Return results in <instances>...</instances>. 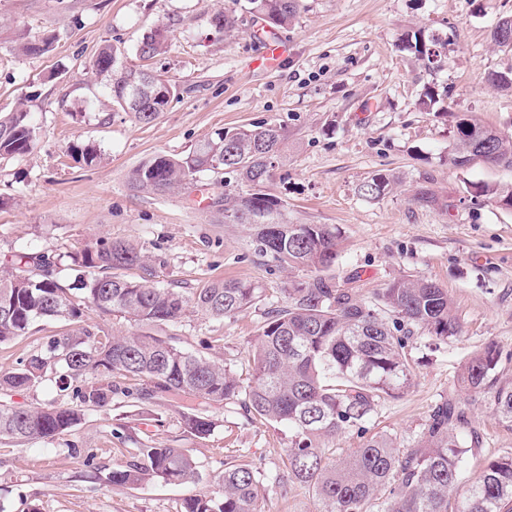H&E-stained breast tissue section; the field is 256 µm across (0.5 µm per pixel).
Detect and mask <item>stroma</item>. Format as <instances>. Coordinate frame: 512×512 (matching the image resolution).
Listing matches in <instances>:
<instances>
[{
    "mask_svg": "<svg viewBox=\"0 0 512 512\" xmlns=\"http://www.w3.org/2000/svg\"><path fill=\"white\" fill-rule=\"evenodd\" d=\"M221 10L237 18L232 35L211 24ZM504 16H512V0H299L294 23L269 35L239 0H0V111L26 108L40 126L30 154L0 161V268H20L24 253L64 255L109 238L151 256L155 284L257 282L262 296L246 312L216 320L191 307L163 332L250 378L251 345L271 311L286 304L288 286L307 272L274 267L255 254L249 225L225 223L214 204L224 192L223 173H199L164 195L131 191L127 176L155 154L183 156L221 130L280 126L287 149L265 191L282 201L290 222L339 229L331 273L343 287L363 300L398 278L426 277L447 288L460 336L430 352L426 334L416 332L411 354L421 364L414 383L382 401L372 425L410 448L431 408L455 397L480 434L463 467L462 483L470 485L487 460L512 454V426L457 384L462 364L487 343L512 353V210L471 198L467 186H511L512 168L479 161L455 168L448 153L460 117L512 138V94L485 80L512 68V51L491 39ZM155 26L166 27L170 41L149 68L177 96L142 126L113 104L89 65L106 44L123 66L139 65L137 44ZM419 28L447 31L445 70L427 74L400 50L401 35ZM48 29L59 34L52 50L18 52L20 42ZM272 36L287 43L285 60L254 69ZM433 81L448 88L447 113L418 106ZM76 144L96 149L98 160L86 164L72 153ZM377 173L389 175L393 188L366 200L358 188ZM422 190L430 203L416 202ZM66 330L43 319L32 335L0 344V371ZM196 405L190 397L175 405L133 399L86 411L70 433L49 442L0 438V502L7 512H179L184 498L212 490L225 462L237 461L266 478V512H315L311 490L271 482L285 469L287 425L214 402L207 407L214 431L193 438L178 413ZM119 422L130 443L111 438ZM146 438L189 449L199 480L106 483L113 465L130 458L133 441Z\"/></svg>",
    "mask_w": 512,
    "mask_h": 512,
    "instance_id": "obj_1",
    "label": "stroma"
}]
</instances>
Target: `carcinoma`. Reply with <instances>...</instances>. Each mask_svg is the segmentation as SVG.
<instances>
[{"label":"carcinoma","instance_id":"carcinoma-1","mask_svg":"<svg viewBox=\"0 0 512 512\" xmlns=\"http://www.w3.org/2000/svg\"><path fill=\"white\" fill-rule=\"evenodd\" d=\"M246 8L271 27L285 28L296 18L298 0H246ZM55 34L21 44L24 55L49 50ZM168 48V35L156 28L143 35L138 69L119 67L116 50L103 46L91 67L112 78V102L141 125L153 123L176 93L165 91L151 100H137V86L153 78L146 62ZM403 50L435 73L448 63V32L418 29L407 35ZM489 84L512 93V69L488 73ZM425 112L448 111V87L427 86L419 100ZM39 138L33 113L22 108L0 115V157L30 153ZM286 136L275 125L225 130L198 143L182 157L156 154L134 167L128 184L136 191L163 194L220 168L247 190L224 193L215 204L224 207V223L248 224L254 251L277 266L306 269L309 279L292 283L285 306L272 311L251 346L252 378L237 377L226 366L192 354L149 332L177 321L188 307L221 319L240 314L260 299L257 283L218 280L190 290L151 285L123 271L148 270V256L132 245L99 239L68 256L72 282L58 277L63 256L38 254L14 273L0 270V343L30 333L34 323L54 318L70 330L53 336L43 350L27 354L14 369L0 374V389L24 391L55 375L58 398L35 408L0 404V437L20 442L52 440L77 426L84 412L120 399L145 396L164 400L189 395L200 407L179 413L181 427L205 438L216 423L203 405L233 400L246 413L269 423H285L291 433L288 479L312 490L316 512H512V456L487 461L480 476L459 492L462 462L468 449L480 444L465 409L452 399L431 410L413 447L401 453L395 438L370 432L380 402L407 391L416 376L410 342L426 331L438 349L461 333L452 314L448 289L426 278L391 281L374 300H359L335 278L322 275L339 257L338 229L328 224H290L285 206L264 192ZM512 167V138L466 118L456 121L448 164L465 158ZM391 179L376 174L358 189L378 201L390 191ZM467 192L512 210V186L470 184ZM120 313L140 329L109 335L89 324L84 312ZM502 355L490 343L461 368L458 381L467 392L490 400L500 419L512 425V382L501 381ZM141 380L151 388L117 386L112 374ZM345 434L362 445L343 463L326 456V443ZM198 476L189 450L139 442L131 460L106 475L114 486H135L155 480L183 483ZM263 479L249 465L227 463L216 489L190 496L180 512H265L260 494Z\"/></svg>","mask_w":512,"mask_h":512}]
</instances>
